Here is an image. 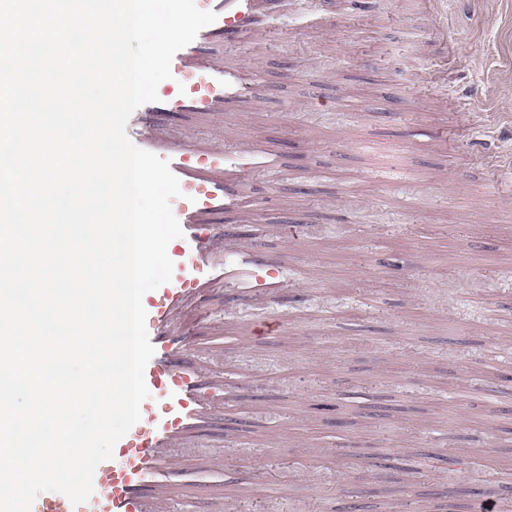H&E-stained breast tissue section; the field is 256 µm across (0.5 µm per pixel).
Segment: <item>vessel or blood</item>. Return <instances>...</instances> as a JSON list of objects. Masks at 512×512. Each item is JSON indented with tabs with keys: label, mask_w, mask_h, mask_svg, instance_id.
Here are the masks:
<instances>
[{
	"label": "vessel or blood",
	"mask_w": 512,
	"mask_h": 512,
	"mask_svg": "<svg viewBox=\"0 0 512 512\" xmlns=\"http://www.w3.org/2000/svg\"><path fill=\"white\" fill-rule=\"evenodd\" d=\"M264 2L203 0L206 10L216 13V21L172 60L177 81L192 82L194 94L164 95L142 107L148 118L141 122L134 143L167 160L178 178L182 195L173 201V214L183 231L169 244L171 280L143 297L155 348L144 372L149 397L141 406L140 420L115 444L112 458L96 468L87 501L75 505L64 494L44 492L32 512H172V499L156 492V485L172 460L196 447L197 425L224 412L223 403L204 393L201 373L183 363L193 336L187 315L228 280L242 284L243 301L251 303L258 292L252 280L259 269L277 285L288 282L287 263L272 265L262 252L233 245L212 223L214 215L239 205L224 183L223 143L202 139L190 127L173 132L166 121L174 112L223 115L232 97L224 82V61L204 47L217 33L228 41L251 35Z\"/></svg>",
	"instance_id": "obj_1"
}]
</instances>
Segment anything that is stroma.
Returning <instances> with one entry per match:
<instances>
[{"mask_svg":"<svg viewBox=\"0 0 512 512\" xmlns=\"http://www.w3.org/2000/svg\"><path fill=\"white\" fill-rule=\"evenodd\" d=\"M217 50L223 120L173 122L246 163L224 229L295 285L208 302L232 405L222 464L168 472L177 512H472L512 486V0H448L443 31L421 0H287Z\"/></svg>","mask_w":512,"mask_h":512,"instance_id":"obj_1","label":"stroma"}]
</instances>
